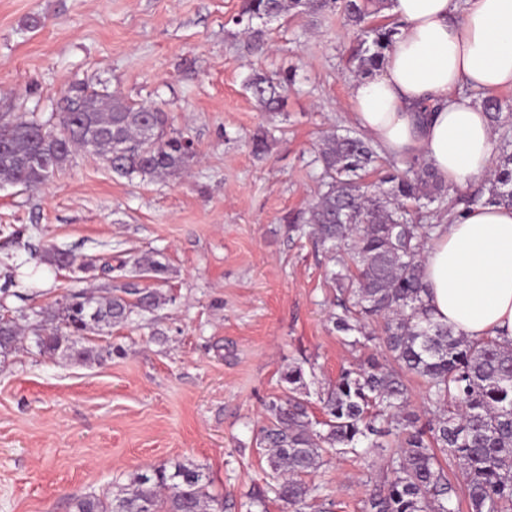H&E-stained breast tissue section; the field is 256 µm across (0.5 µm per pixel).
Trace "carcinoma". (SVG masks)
<instances>
[{
    "label": "carcinoma",
    "mask_w": 512,
    "mask_h": 512,
    "mask_svg": "<svg viewBox=\"0 0 512 512\" xmlns=\"http://www.w3.org/2000/svg\"><path fill=\"white\" fill-rule=\"evenodd\" d=\"M386 0H243L233 23L241 27L251 51L268 49L266 24L292 11L339 10L353 26L385 9ZM364 38L351 58L355 72L379 70L398 33L395 26L361 29ZM293 70L273 78L254 71L244 80L266 112L286 106ZM494 129L503 130L502 153L487 180L488 202L512 206V113L496 96L482 100ZM161 110L134 107L118 95L87 92L67 102L57 121L36 115L0 114V181L38 188L78 149L101 156L113 172L131 176L178 174L195 154L191 142L166 132ZM380 146L348 130L332 132L317 147L324 189L308 209L303 233L330 254L327 278L336 287V331L355 332V346L377 339L391 363L371 357L346 369L320 395L323 419L313 417L303 366L281 372L283 396L266 407V422L255 435L276 475L250 494L249 507L267 512L269 495L292 512H305L321 487L304 476L324 464V453L374 454L384 481L364 501V512H512V340L470 338L435 320L424 295V249L436 225L429 207L461 215L448 204L449 186L436 169L418 161L388 156L377 181L364 176L378 169ZM40 262L57 269L75 258L46 249ZM133 272L161 280L162 262L142 257ZM158 289L111 291L72 289L62 303L37 312L33 336L8 315L0 316V355L27 340L45 354L102 363L109 346L87 338L131 321L138 311L166 303ZM422 380V419L410 409L406 375ZM205 467L189 460L162 463L131 473L117 490L72 500V512H224V499L211 491Z\"/></svg>",
    "instance_id": "carcinoma-1"
}]
</instances>
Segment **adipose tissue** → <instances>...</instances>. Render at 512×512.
<instances>
[{
  "instance_id": "ef3b65f1",
  "label": "adipose tissue",
  "mask_w": 512,
  "mask_h": 512,
  "mask_svg": "<svg viewBox=\"0 0 512 512\" xmlns=\"http://www.w3.org/2000/svg\"><path fill=\"white\" fill-rule=\"evenodd\" d=\"M387 11L399 32L380 70L350 86L355 122L450 187L486 181L494 134L478 95L512 88V0H388ZM423 102L436 111L421 124ZM424 271L437 320L472 338L512 337V208L485 204L441 224Z\"/></svg>"
}]
</instances>
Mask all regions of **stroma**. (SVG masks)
I'll return each instance as SVG.
<instances>
[{"label":"stroma","instance_id":"35a3bbf8","mask_svg":"<svg viewBox=\"0 0 512 512\" xmlns=\"http://www.w3.org/2000/svg\"><path fill=\"white\" fill-rule=\"evenodd\" d=\"M242 0H0V113L47 116L78 91L117 94L167 113L190 138L182 174L123 177L79 151L38 188L0 184V313L37 311L72 288L128 285L116 266L149 254L165 263L167 301L98 342L111 360L82 364L19 350L0 356V512H72L74 497L126 483L172 459L207 468L228 512H246L265 486L254 443L282 370L312 373L308 400L374 344L348 346L330 320L331 262L288 230L307 217L314 164L329 130L355 129L349 62L359 36L339 13L285 14L266 26L269 50L251 53L232 19ZM42 27L27 28L30 17ZM297 66L283 111L266 112L244 86L250 69ZM274 137L255 154L251 137ZM78 259L56 269L34 250ZM90 268H80V260ZM308 483L330 512H363L378 468L333 455Z\"/></svg>","mask_w":512,"mask_h":512}]
</instances>
